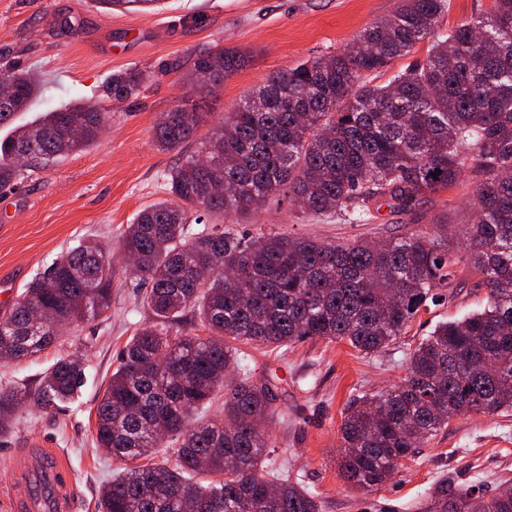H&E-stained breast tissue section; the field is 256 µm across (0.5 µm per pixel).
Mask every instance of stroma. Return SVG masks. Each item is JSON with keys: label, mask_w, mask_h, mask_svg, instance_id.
<instances>
[{"label": "stroma", "mask_w": 512, "mask_h": 512, "mask_svg": "<svg viewBox=\"0 0 512 512\" xmlns=\"http://www.w3.org/2000/svg\"><path fill=\"white\" fill-rule=\"evenodd\" d=\"M400 0H159L154 8L107 9L98 0H0V65L37 74L45 88L32 113L88 99L110 114L101 138L55 166L0 189V289L10 301L80 239L102 241L112 254V307L96 321L79 323L34 360L0 362V386L37 387L57 359L84 363L79 396L63 409L28 406L12 435L0 437V501L21 453L41 443L68 461L76 489L74 512H97L103 486L125 464L95 442L98 400L129 337L152 314L121 252V236L138 213L168 199L166 174L177 155L159 151L154 127L178 105L194 56L220 45L249 55L247 65L202 102L212 129L278 70L336 53L372 23L387 18ZM142 71L138 96L112 104L101 96L111 76ZM475 188L471 165L452 189L431 195L412 213L381 207L367 224L335 216L310 217L285 203L262 213L260 224H237L238 234L288 232L324 243L382 241L445 221L449 248L460 249L467 227L460 211ZM452 300L420 311L389 347L362 355L347 343L308 339L276 349H249L256 374L276 378L282 412L268 427L274 476L315 492L321 512H425L441 482L477 486L492 495L512 486V412L470 413L421 444L392 478L370 490L342 477L341 420L348 403L399 385L408 358L433 327L481 309L487 290L470 265L455 269Z\"/></svg>", "instance_id": "35a3bbf8"}]
</instances>
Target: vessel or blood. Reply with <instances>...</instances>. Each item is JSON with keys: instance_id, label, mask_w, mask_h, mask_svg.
<instances>
[{"instance_id": "1", "label": "vessel or blood", "mask_w": 512, "mask_h": 512, "mask_svg": "<svg viewBox=\"0 0 512 512\" xmlns=\"http://www.w3.org/2000/svg\"><path fill=\"white\" fill-rule=\"evenodd\" d=\"M20 479L9 492V512H72L74 484L69 467L49 448L25 455L13 466Z\"/></svg>"}]
</instances>
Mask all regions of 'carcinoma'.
I'll return each instance as SVG.
<instances>
[{
    "label": "carcinoma",
    "instance_id": "1",
    "mask_svg": "<svg viewBox=\"0 0 512 512\" xmlns=\"http://www.w3.org/2000/svg\"><path fill=\"white\" fill-rule=\"evenodd\" d=\"M448 0H403L389 17L336 54L270 74L203 138L197 98L244 68L239 49L195 55L182 103L155 126L160 151H177L167 174L173 201L144 209L121 249L147 285L154 322L120 352L96 406V440L137 462L102 489L100 512H320L318 496L272 479L265 428L281 414L273 383L242 364L240 345L280 347L306 339L346 341L363 354L402 335L422 309L453 293L454 268L468 260L488 290L486 307L435 326L409 357L404 382L345 410L339 469L357 489L385 483L420 442L466 413L512 412V0L441 29ZM479 29V40L471 35ZM416 58L387 82L367 80L399 57ZM0 126L28 112L33 74L0 67ZM137 70L112 75L102 95L122 103L140 93ZM107 113L90 100L43 112L0 139V189L50 168L102 134ZM78 126L83 137H69ZM205 152L209 161L197 163ZM477 173L462 252L444 234L419 231L381 243L325 244L286 233L194 232L199 209L244 224L283 202L302 212L359 224L384 204L411 213L454 187L464 155ZM441 170L434 177L432 173ZM112 305V258L85 239L33 280L0 319V360L35 358L56 327L95 320ZM206 335L174 338L185 312ZM83 362L61 358L35 389L0 387V437L27 401L45 410L70 403ZM224 395V416L198 414ZM171 441L175 466L141 464ZM426 512H512V490L489 498L443 481Z\"/></svg>",
    "mask_w": 512,
    "mask_h": 512
}]
</instances>
